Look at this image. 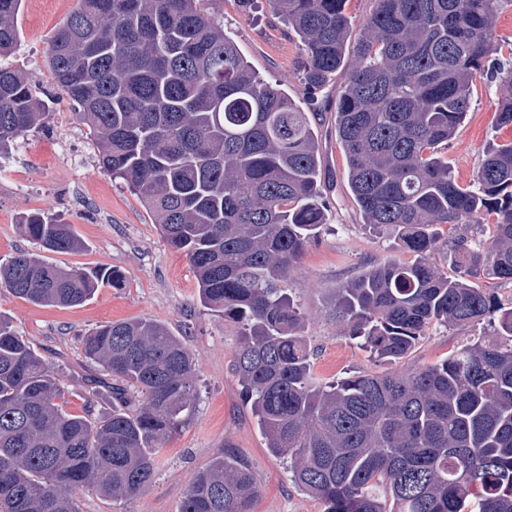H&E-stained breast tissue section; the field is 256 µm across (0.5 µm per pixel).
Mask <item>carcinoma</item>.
<instances>
[{
  "label": "carcinoma",
  "instance_id": "cac0c4a2",
  "mask_svg": "<svg viewBox=\"0 0 512 512\" xmlns=\"http://www.w3.org/2000/svg\"><path fill=\"white\" fill-rule=\"evenodd\" d=\"M22 0H0V57L19 41ZM208 0H76L48 68L80 107L99 168L124 181L185 256L201 303L238 328L234 369L267 448L325 512H512V345L463 346L405 374L323 383L304 316L284 283L325 224L310 112L336 76V132L363 223L399 235L415 260H387L336 289L335 314L380 360L408 355L432 323L488 318L512 336V308L473 279L512 283V143L489 147L466 187L444 150L476 77L512 86L494 18L512 0H374L357 41L347 0H269L300 39L306 106L261 80ZM51 100L0 65V155L43 124ZM479 244L432 231L482 224ZM36 251L0 264V290L77 307L120 288L110 267L68 269L44 253L86 248L72 225L31 213ZM446 249L456 275L432 255ZM83 406L52 364L0 316V512H79L76 492L141 494L197 399L183 337L151 319L81 340ZM112 412L94 414L102 386ZM255 478L231 447L198 471L180 512H252Z\"/></svg>",
  "mask_w": 512,
  "mask_h": 512
}]
</instances>
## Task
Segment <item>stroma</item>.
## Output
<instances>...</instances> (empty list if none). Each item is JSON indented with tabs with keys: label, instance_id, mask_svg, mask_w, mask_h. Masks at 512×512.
<instances>
[{
	"label": "stroma",
	"instance_id": "1",
	"mask_svg": "<svg viewBox=\"0 0 512 512\" xmlns=\"http://www.w3.org/2000/svg\"><path fill=\"white\" fill-rule=\"evenodd\" d=\"M75 0H22L20 41L0 64L22 70L55 104L43 126L31 129L0 159V260L30 250L19 230L24 214L42 212L72 224L85 242L84 252L50 254L68 268L106 266L125 277L123 287L100 289L78 307H40L0 291V314L53 362L68 390H79L84 372L81 337L97 325L137 318L163 323L182 336L198 368L199 401L186 425L157 458L152 484L131 501L106 500L93 490L78 492L80 512H178L198 470L231 445L248 463L260 488L253 512H324V504L298 489L287 458L266 446L234 372L236 330L204 308L185 256L173 252L153 224L139 197L97 164L96 149L76 112L48 71L46 52L55 29ZM241 54L260 77L303 102L297 36L272 14L267 0L242 9L237 0H209ZM498 82L475 81L471 107L448 143V165L461 185L472 183L486 149L512 142V125L496 121L498 106L511 94ZM335 105L320 108L318 136L325 189L333 206L326 213L321 239L302 257L286 282L305 317L315 350L314 372L329 382L361 372L403 373L432 365L461 346L512 343L497 324L458 329L432 324L403 359H376L336 322V290L363 270L388 259L407 260L394 234L363 224L350 193L346 162L336 136Z\"/></svg>",
	"mask_w": 512,
	"mask_h": 512
}]
</instances>
